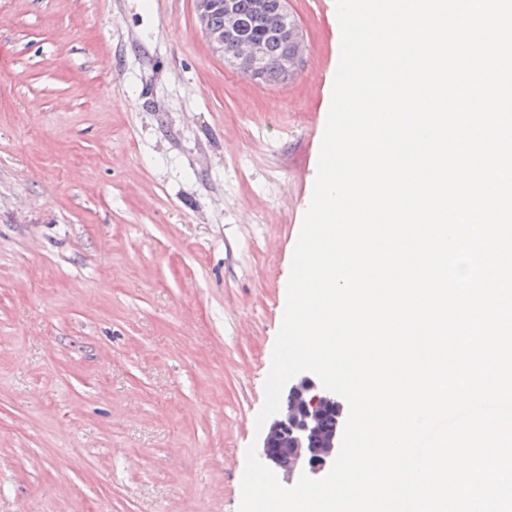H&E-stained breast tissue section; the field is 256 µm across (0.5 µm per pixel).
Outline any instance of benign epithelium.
Listing matches in <instances>:
<instances>
[{"mask_svg": "<svg viewBox=\"0 0 512 512\" xmlns=\"http://www.w3.org/2000/svg\"><path fill=\"white\" fill-rule=\"evenodd\" d=\"M288 0L281 5V30L288 44L280 65V78L291 81L303 60V36L288 26ZM200 30L212 51L227 58L243 77L258 81L264 77L267 46L260 40L241 41L238 37L235 11L230 0H194ZM224 11V24L216 26L213 17ZM341 417L336 394L324 389L319 380L298 374L287 388L280 410L264 438L261 456L285 483L298 480L303 473L319 479L331 468L341 429L325 425L327 411Z\"/></svg>", "mask_w": 512, "mask_h": 512, "instance_id": "7a95c632", "label": "benign epithelium"}]
</instances>
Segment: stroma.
Returning <instances> with one entry per match:
<instances>
[{"label": "stroma", "instance_id": "35a3bbf8", "mask_svg": "<svg viewBox=\"0 0 512 512\" xmlns=\"http://www.w3.org/2000/svg\"><path fill=\"white\" fill-rule=\"evenodd\" d=\"M287 85L193 0H0V512H238L340 56Z\"/></svg>", "mask_w": 512, "mask_h": 512}]
</instances>
